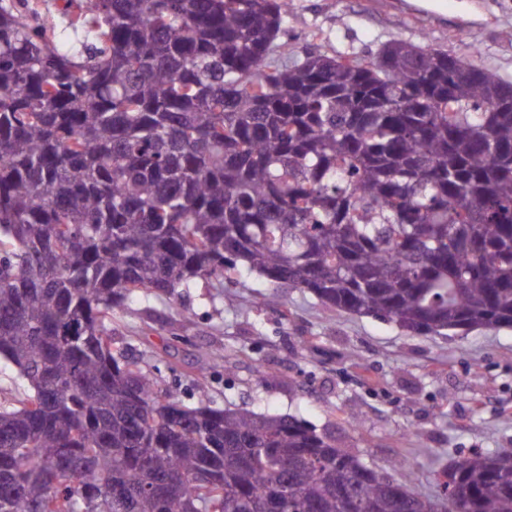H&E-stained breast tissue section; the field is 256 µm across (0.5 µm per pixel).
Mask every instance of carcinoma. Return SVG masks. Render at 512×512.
I'll use <instances>...</instances> for the list:
<instances>
[{"mask_svg":"<svg viewBox=\"0 0 512 512\" xmlns=\"http://www.w3.org/2000/svg\"><path fill=\"white\" fill-rule=\"evenodd\" d=\"M292 0H0V512H512V448L441 497L291 416L184 404L112 339L238 265L420 336L512 328V82L393 41L288 55ZM32 6L39 12L40 17H52L57 24L59 38L62 40H84V34L74 36L71 30L67 29V13L76 11L74 3L67 10H64L66 0H28Z\"/></svg>","mask_w":512,"mask_h":512,"instance_id":"cac0c4a2","label":"carcinoma"}]
</instances>
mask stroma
Segmentation results:
<instances>
[{
  "label": "stroma",
  "mask_w": 512,
  "mask_h": 512,
  "mask_svg": "<svg viewBox=\"0 0 512 512\" xmlns=\"http://www.w3.org/2000/svg\"><path fill=\"white\" fill-rule=\"evenodd\" d=\"M284 39L355 55L423 39L512 81V0H294ZM273 293L278 305L264 306ZM112 335L188 405L199 352L221 351L204 381L213 407L294 416L387 476L407 459L429 498L460 455L512 447V329L417 336L375 316L330 315L309 292L244 270L220 294L133 303ZM352 408L362 427L346 423Z\"/></svg>",
  "instance_id": "1"
}]
</instances>
